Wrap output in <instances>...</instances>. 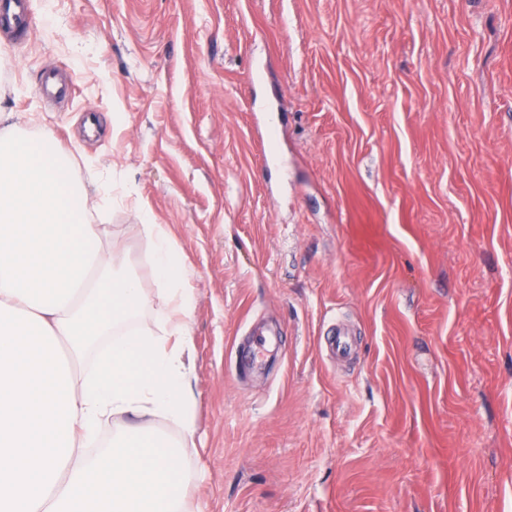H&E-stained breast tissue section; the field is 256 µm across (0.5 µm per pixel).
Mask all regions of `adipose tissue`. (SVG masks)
<instances>
[{
  "mask_svg": "<svg viewBox=\"0 0 512 512\" xmlns=\"http://www.w3.org/2000/svg\"><path fill=\"white\" fill-rule=\"evenodd\" d=\"M111 201L105 183L90 205L53 138L0 126V512H183L180 448L196 429L190 272L147 225L161 333L125 332L148 297L115 270L93 222ZM123 415L166 419L181 435L129 426L84 454L103 419Z\"/></svg>",
  "mask_w": 512,
  "mask_h": 512,
  "instance_id": "obj_1",
  "label": "adipose tissue"
}]
</instances>
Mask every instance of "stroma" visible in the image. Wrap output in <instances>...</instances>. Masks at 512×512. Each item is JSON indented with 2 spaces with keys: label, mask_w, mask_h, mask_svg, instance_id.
<instances>
[{
  "label": "stroma",
  "mask_w": 512,
  "mask_h": 512,
  "mask_svg": "<svg viewBox=\"0 0 512 512\" xmlns=\"http://www.w3.org/2000/svg\"><path fill=\"white\" fill-rule=\"evenodd\" d=\"M30 10L0 34V110L111 183L136 327L165 303L142 218L191 273L186 512H512V0ZM257 323L282 336L263 369Z\"/></svg>",
  "instance_id": "obj_1"
}]
</instances>
